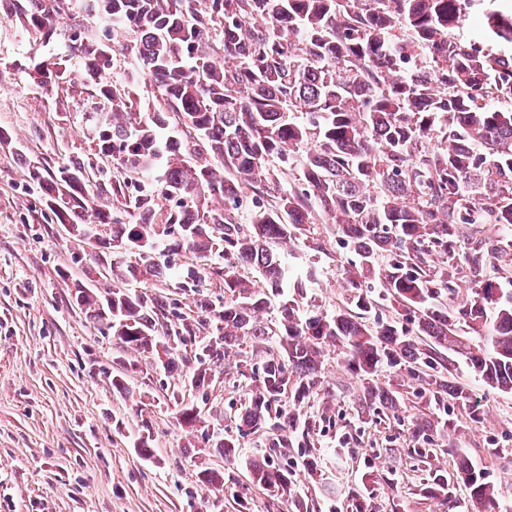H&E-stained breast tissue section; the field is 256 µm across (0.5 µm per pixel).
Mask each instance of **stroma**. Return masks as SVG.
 I'll return each instance as SVG.
<instances>
[{"label": "stroma", "mask_w": 512, "mask_h": 512, "mask_svg": "<svg viewBox=\"0 0 512 512\" xmlns=\"http://www.w3.org/2000/svg\"><path fill=\"white\" fill-rule=\"evenodd\" d=\"M32 36L20 20L0 12V129L10 143L0 145V512H345L349 492L369 497L375 512H446L439 499L417 494L419 474L409 465L415 444L410 416L383 424L360 419L362 394L344 368L342 354L328 347L321 373L334 414L315 432L312 465L298 453L287 459L293 493L273 496L250 478L249 463L263 455L265 437L240 440V451L224 458L198 445L196 434L179 423L186 405H197L209 429L233 426L232 403L240 391L215 374L207 395L188 381L187 367L163 368L157 357L125 347L102 333L74 301V283H112L98 264L111 227L101 242L76 235L51 221L27 189L26 162L49 167L77 160L100 167L92 142L95 100L87 87L68 83L42 93L28 73L37 59L70 53L61 35L32 58ZM312 247L281 245L293 271L314 269L306 304L334 311L347 291L340 260L324 225L311 228ZM157 263L170 276L149 290L182 314L197 298L224 299L222 284L196 292L177 283L200 264L189 254L159 245ZM448 378L464 387L483 410V423L462 426L439 437L443 452L434 468L452 466L466 455L489 472L504 492L502 512H512V394L486 386L456 357L448 358ZM120 376L124 391L112 387ZM148 439L151 452L139 449ZM223 473L224 484L203 486L197 473Z\"/></svg>", "instance_id": "stroma-1"}]
</instances>
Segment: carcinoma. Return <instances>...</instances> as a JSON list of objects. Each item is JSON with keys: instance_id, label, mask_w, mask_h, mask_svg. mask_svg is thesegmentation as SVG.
Returning a JSON list of instances; mask_svg holds the SVG:
<instances>
[{"instance_id": "1", "label": "carcinoma", "mask_w": 512, "mask_h": 512, "mask_svg": "<svg viewBox=\"0 0 512 512\" xmlns=\"http://www.w3.org/2000/svg\"><path fill=\"white\" fill-rule=\"evenodd\" d=\"M0 0L43 46L71 21L72 53L41 61L30 77L50 90L63 80L92 87L108 106L94 133L97 157L117 173L94 183L83 164L28 168L31 187L57 223L85 234V213L112 225V288L75 285L77 304L112 322L121 343L186 362L174 347L196 344L191 386L207 394L217 370L247 379L236 413L240 435L268 448L250 463L252 482L280 495L291 472L275 460L293 447L311 456L317 419L308 413L322 384L324 347L343 354L364 389L361 416L401 409L400 385L380 381L404 370L412 395L430 413L409 451L426 470L424 495L456 508L464 484L481 512H501V490L464 455L431 468L432 434L456 428L448 402L483 421L480 405L448 380L449 350L489 387L512 393V53L465 42L456 31L475 0ZM490 40L512 45V11L484 14ZM137 61L136 74L111 81L114 48ZM158 107L134 112L141 86ZM306 115L301 121L296 113ZM162 162L161 182L147 174ZM134 214L136 223L126 221ZM333 228L351 295L332 313L300 311L306 278L292 281L280 242L304 240L306 225ZM198 259L224 282V302H197L199 319H169L147 288L168 268L149 257L158 241ZM261 274L257 284L245 271ZM465 278L471 292L448 306ZM371 280L390 314L362 289ZM280 297L273 327L260 320ZM255 342L252 375L234 350ZM234 456L238 438L210 436ZM359 492L346 512H372Z\"/></svg>"}]
</instances>
